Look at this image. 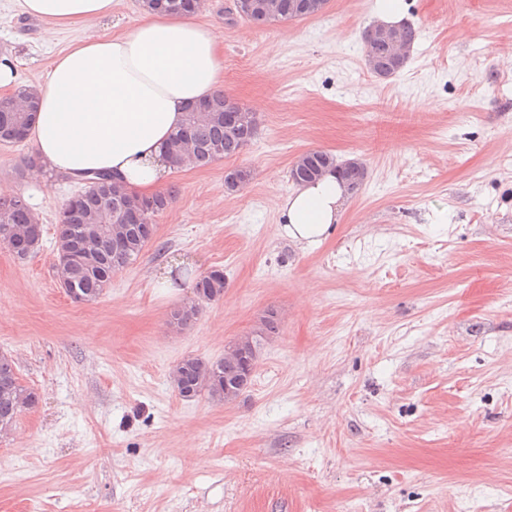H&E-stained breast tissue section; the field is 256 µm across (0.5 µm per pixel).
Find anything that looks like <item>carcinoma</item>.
I'll return each mask as SVG.
<instances>
[{"label":"carcinoma","mask_w":512,"mask_h":512,"mask_svg":"<svg viewBox=\"0 0 512 512\" xmlns=\"http://www.w3.org/2000/svg\"><path fill=\"white\" fill-rule=\"evenodd\" d=\"M267 0H248L254 5L247 14L249 21L256 24H271L300 15V5L306 0H273V12L263 8ZM202 0H141V6L148 12H168L172 14H193L201 8ZM407 63V58L399 60L388 52L381 51L377 70L374 74L380 78H389L399 73ZM14 95L22 105H5L0 101V143H9L20 126H28L31 115L38 110V101L33 89L20 88ZM220 92L208 99V111L200 112L195 105L188 106L183 125L192 127L193 142L187 144L182 139V130L170 137L169 154L176 167L204 168L221 159L238 156L246 146L245 139L228 129L224 122V99ZM308 163L299 168L292 165L290 178L295 183L303 182L319 171L336 166V158L325 151L314 150L305 154ZM251 173L245 168L231 170L225 177L227 190L234 191L246 184ZM99 189L88 194L77 195L65 205L60 225L64 229L57 231V252L67 253L79 249L85 240V230L96 225L97 233L92 242L93 263L74 277L76 287L83 302L92 303L112 283V277L141 255L146 245L153 239L156 224L154 217L167 210L172 196L159 193L143 200V206L137 210L140 223L116 225L105 213L104 206L112 201H129L132 195L110 181L102 174L93 181ZM0 235L13 238L14 254L24 260L32 254L43 238V225L36 220L30 206H19L12 195H0ZM196 302L189 306L176 308L170 312L169 325L178 330L184 329L199 312L202 303L214 301L224 295V272L213 270L198 278L193 286ZM242 365L219 358L203 360L187 356L179 361L172 371V383L179 395L187 400L201 395L217 402H232L241 396L247 385L238 382ZM23 401L30 409L37 402L36 394L22 385L17 373H12L9 383H0V429L11 426L21 413L16 408Z\"/></svg>","instance_id":"obj_1"}]
</instances>
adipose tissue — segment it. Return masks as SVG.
<instances>
[{"mask_svg": "<svg viewBox=\"0 0 512 512\" xmlns=\"http://www.w3.org/2000/svg\"><path fill=\"white\" fill-rule=\"evenodd\" d=\"M113 0H18L39 19L43 42L65 27L110 17ZM223 37L194 17L154 13L126 32H89L51 63L27 140L43 173L108 174L132 195L153 196L174 165L169 139L187 107L223 88ZM348 194L335 169L299 185L279 208V234L312 246L342 217Z\"/></svg>", "mask_w": 512, "mask_h": 512, "instance_id": "1", "label": "adipose tissue"}]
</instances>
